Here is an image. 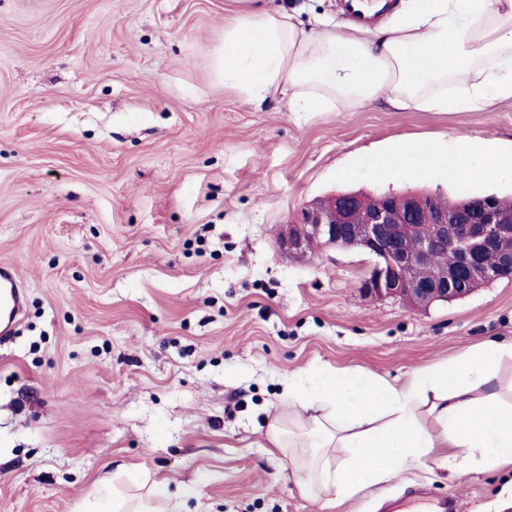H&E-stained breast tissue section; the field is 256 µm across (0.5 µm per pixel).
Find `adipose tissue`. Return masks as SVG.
Instances as JSON below:
<instances>
[{
  "label": "adipose tissue",
  "mask_w": 512,
  "mask_h": 512,
  "mask_svg": "<svg viewBox=\"0 0 512 512\" xmlns=\"http://www.w3.org/2000/svg\"><path fill=\"white\" fill-rule=\"evenodd\" d=\"M215 72L243 98L278 93L295 112H343L385 100L407 112H486L512 99V0H405L386 24L303 28L284 11L239 13L224 24ZM444 169L474 183L512 173V154L466 136L455 151L398 140L356 177L422 176ZM512 343H488L417 369L397 386L336 371L311 394L285 392L308 428L294 466L300 495L320 507L346 501L396 473L423 466L435 449L454 477L512 464V381L498 375Z\"/></svg>",
  "instance_id": "obj_1"
}]
</instances>
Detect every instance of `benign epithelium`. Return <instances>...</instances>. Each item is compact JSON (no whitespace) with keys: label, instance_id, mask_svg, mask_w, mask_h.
<instances>
[{"label":"benign epithelium","instance_id":"1","mask_svg":"<svg viewBox=\"0 0 512 512\" xmlns=\"http://www.w3.org/2000/svg\"><path fill=\"white\" fill-rule=\"evenodd\" d=\"M405 224L417 229L409 243L400 234ZM276 245L292 258H314L328 247L360 250L372 258L360 283L364 293L426 311L512 275V213L491 200L463 215L429 210L425 196L411 192L389 195L376 208L361 194H334L309 202L296 218L280 225ZM448 248L455 261L435 266L436 252ZM488 253L496 256L493 267L485 262Z\"/></svg>","mask_w":512,"mask_h":512}]
</instances>
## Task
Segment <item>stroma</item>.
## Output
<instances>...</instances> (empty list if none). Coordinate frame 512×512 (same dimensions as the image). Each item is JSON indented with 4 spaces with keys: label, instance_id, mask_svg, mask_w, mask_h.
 I'll return each instance as SVG.
<instances>
[{
    "label": "stroma",
    "instance_id": "1",
    "mask_svg": "<svg viewBox=\"0 0 512 512\" xmlns=\"http://www.w3.org/2000/svg\"><path fill=\"white\" fill-rule=\"evenodd\" d=\"M280 8L346 22L337 0H0V263L28 304L0 343V512H90L155 481L194 486L188 512H321L267 420L309 368L403 383L483 341L512 340V279L428 311L364 295L371 258L275 249L280 224L343 191L512 194V175L368 181L399 138L458 134L512 149V100L490 112L254 106L213 69L224 22ZM448 498L512 512V466L421 469L328 512Z\"/></svg>",
    "mask_w": 512,
    "mask_h": 512
}]
</instances>
